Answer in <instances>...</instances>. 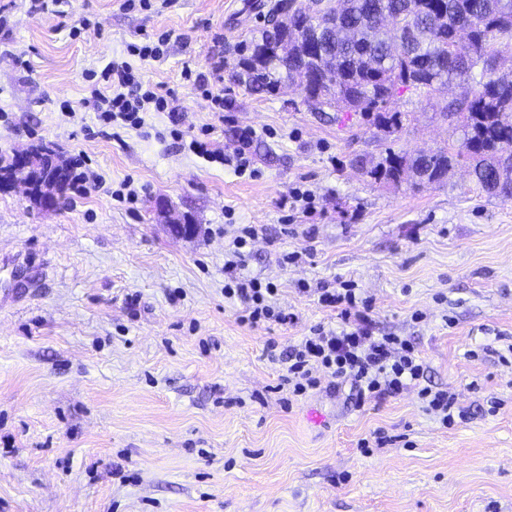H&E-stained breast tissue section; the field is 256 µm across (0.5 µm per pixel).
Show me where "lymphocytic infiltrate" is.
<instances>
[{
  "mask_svg": "<svg viewBox=\"0 0 512 512\" xmlns=\"http://www.w3.org/2000/svg\"><path fill=\"white\" fill-rule=\"evenodd\" d=\"M98 87L92 88L89 103L100 122L141 128L144 112L155 110L167 113L171 123H179L178 112L169 108L166 94L160 90L143 89L132 66L125 61H109L101 70ZM254 137L252 129H242L239 146L233 153H225L210 141L191 139L189 149L211 163L246 167V149ZM271 288L262 287L254 279L230 277L224 285V295L237 298L245 309L242 323L255 327L264 322L285 324L291 315L270 304ZM319 303L338 310L343 322L341 329L331 330L314 325L308 336L285 352H278L275 344H267L270 360L285 363L287 379L294 392L300 393L315 385L316 371H323L334 383H350L357 405H364L372 397L396 394L424 377L425 364L410 341L398 336H374L367 329L370 307L359 301L354 288L321 289Z\"/></svg>",
  "mask_w": 512,
  "mask_h": 512,
  "instance_id": "1",
  "label": "lymphocytic infiltrate"
}]
</instances>
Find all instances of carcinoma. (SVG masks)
Here are the masks:
<instances>
[{
  "label": "carcinoma",
  "instance_id": "carcinoma-1",
  "mask_svg": "<svg viewBox=\"0 0 512 512\" xmlns=\"http://www.w3.org/2000/svg\"><path fill=\"white\" fill-rule=\"evenodd\" d=\"M501 39L512 41V0H319L242 45L236 81L251 94L296 83L313 109L358 112L388 132L401 122L398 94L430 96L479 67L481 79L441 113L461 132L458 151L425 161L390 149L366 174L395 187L441 184L462 157L482 191L512 198V70L498 73ZM51 162L61 177L49 192L60 199L76 174L57 157L38 160Z\"/></svg>",
  "mask_w": 512,
  "mask_h": 512
}]
</instances>
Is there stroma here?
I'll list each match as a JSON object with an SVG mask.
<instances>
[{
  "instance_id": "35a3bbf8",
  "label": "stroma",
  "mask_w": 512,
  "mask_h": 512,
  "mask_svg": "<svg viewBox=\"0 0 512 512\" xmlns=\"http://www.w3.org/2000/svg\"><path fill=\"white\" fill-rule=\"evenodd\" d=\"M276 2L32 13L0 0V157L47 143L103 180L52 209L0 186V512H512V198L486 195L463 163L417 189L354 164L457 148L440 114L458 86L403 92L390 135L314 111L295 87L246 93L238 49ZM164 31L163 58H128ZM126 58L170 89L183 130L213 125L229 152L253 128L252 174L180 147L160 112L140 130L99 126L87 75ZM186 67L219 73L223 112ZM295 187L311 210L291 208ZM175 219L194 236H173ZM250 226L238 273L273 283L294 323L248 327L224 295ZM342 280L369 301L373 335L413 343L424 385L454 394L463 419L442 425L414 387L358 407L323 373L293 395L264 349L335 327L318 291Z\"/></svg>"
}]
</instances>
